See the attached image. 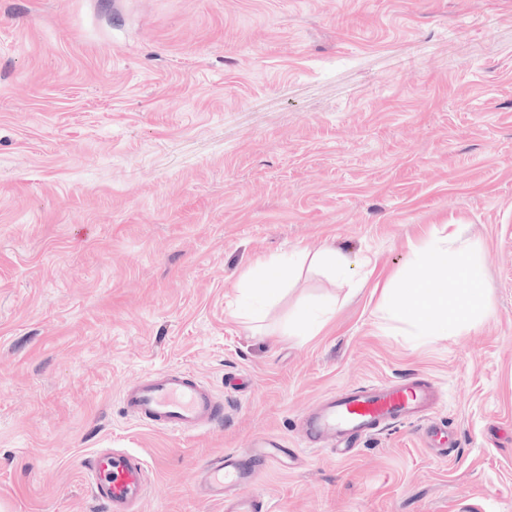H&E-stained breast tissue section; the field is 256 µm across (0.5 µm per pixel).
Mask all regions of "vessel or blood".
Here are the masks:
<instances>
[{"instance_id": "b4317fda", "label": "vessel or blood", "mask_w": 512, "mask_h": 512, "mask_svg": "<svg viewBox=\"0 0 512 512\" xmlns=\"http://www.w3.org/2000/svg\"><path fill=\"white\" fill-rule=\"evenodd\" d=\"M439 399L435 385L414 377L349 387L323 397L302 430L310 444L336 441L351 448L384 427L425 418ZM122 404L128 417L181 434L224 416L223 403L203 381L178 370L154 372L128 386ZM287 453L283 439L262 437L253 448L210 458L203 467L205 498L222 504L224 512H268L261 497H243L237 490L256 482L268 463ZM87 470L92 496L108 512H132L146 493L145 462L138 454L105 449L91 458Z\"/></svg>"}]
</instances>
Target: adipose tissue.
<instances>
[{
    "label": "adipose tissue",
    "mask_w": 512,
    "mask_h": 512,
    "mask_svg": "<svg viewBox=\"0 0 512 512\" xmlns=\"http://www.w3.org/2000/svg\"><path fill=\"white\" fill-rule=\"evenodd\" d=\"M420 276L403 287L383 291V304L391 320L409 323L417 335H460L486 311L482 269L450 233L446 247H424L419 254ZM443 272L449 286L435 287L429 273Z\"/></svg>",
    "instance_id": "ef3b65f1"
}]
</instances>
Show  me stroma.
<instances>
[{
    "mask_svg": "<svg viewBox=\"0 0 512 512\" xmlns=\"http://www.w3.org/2000/svg\"><path fill=\"white\" fill-rule=\"evenodd\" d=\"M453 226L488 309L423 338L381 291ZM167 369L222 421L126 417ZM410 376L441 391L424 420L301 442L322 397ZM265 434L293 452L250 488L273 512H512V0H0V512H105L102 449L148 463L133 512H224L198 469ZM313 259L327 264L332 270L341 277H346L350 273V259L343 253L336 250H323L316 253ZM334 314V311L328 310L316 320L298 322L293 326L288 324V331H286V335L296 336L300 339H304L306 336H315L323 325L334 316Z\"/></svg>",
    "mask_w": 512,
    "mask_h": 512,
    "instance_id": "stroma-1",
    "label": "stroma"
}]
</instances>
